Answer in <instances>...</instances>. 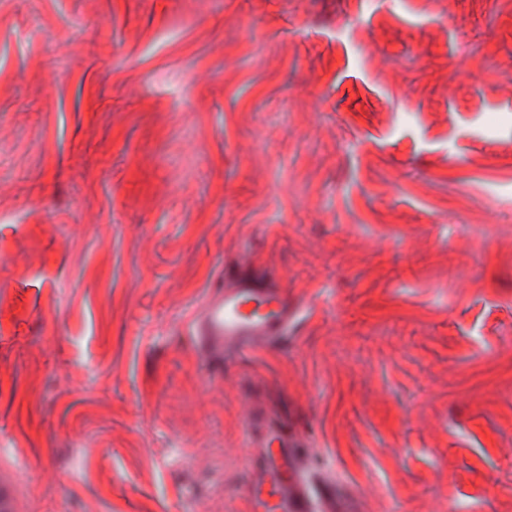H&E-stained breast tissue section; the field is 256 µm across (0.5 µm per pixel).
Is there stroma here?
I'll list each match as a JSON object with an SVG mask.
<instances>
[{"mask_svg":"<svg viewBox=\"0 0 512 512\" xmlns=\"http://www.w3.org/2000/svg\"><path fill=\"white\" fill-rule=\"evenodd\" d=\"M246 261L310 313L205 371ZM257 404L352 512H512V5L0 0L13 512H246Z\"/></svg>","mask_w":512,"mask_h":512,"instance_id":"35a3bbf8","label":"stroma"}]
</instances>
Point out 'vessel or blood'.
I'll return each mask as SVG.
<instances>
[{
  "instance_id": "b4317fda",
  "label": "vessel or blood",
  "mask_w": 512,
  "mask_h": 512,
  "mask_svg": "<svg viewBox=\"0 0 512 512\" xmlns=\"http://www.w3.org/2000/svg\"><path fill=\"white\" fill-rule=\"evenodd\" d=\"M306 309L265 272L250 268L226 278L209 293L185 329L208 368L222 367L229 355L279 345ZM249 480L248 512H337L329 489H316L305 468V438L262 407L245 419Z\"/></svg>"
}]
</instances>
